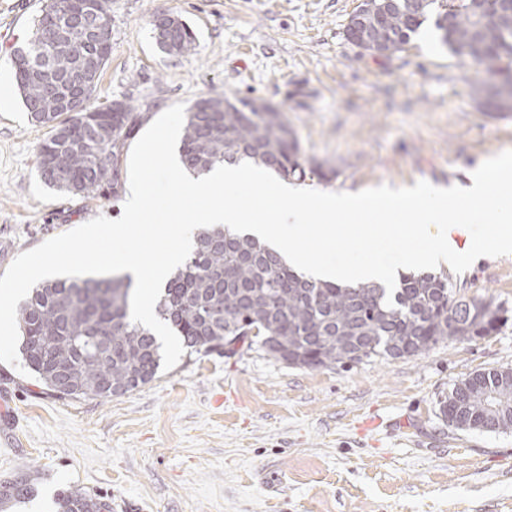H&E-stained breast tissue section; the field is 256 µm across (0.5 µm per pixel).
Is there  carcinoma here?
<instances>
[{
    "instance_id": "cac0c4a2",
    "label": "carcinoma",
    "mask_w": 512,
    "mask_h": 512,
    "mask_svg": "<svg viewBox=\"0 0 512 512\" xmlns=\"http://www.w3.org/2000/svg\"><path fill=\"white\" fill-rule=\"evenodd\" d=\"M371 0L384 10L377 24L346 29L359 45L368 37L406 45L429 18L441 41L469 58L482 78L476 88L501 77L512 83V0ZM72 0H48L34 21L31 38L15 47L14 77L24 107L49 128L37 146L41 181L73 195L117 184L120 155L141 115L123 101V111L91 104L111 53L93 69L87 56L93 34L73 23ZM197 36L179 20L171 34L174 56L195 51ZM82 95L84 111L64 100ZM183 169L199 176L224 163L250 162L288 179L315 174L311 160L290 138L282 113L263 104L255 112H206L194 103L185 116L179 148ZM133 292L126 276L71 277L33 287L18 313L19 352L25 367L60 398H111L113 388L131 392L155 379L160 344L150 329L131 318ZM374 283L333 284L295 272L274 249L225 228L198 229L188 259L166 281L156 314L192 353L224 350L227 336L277 339L299 366L309 368L418 356L449 339L488 336L509 321L508 309L488 296H457L445 274L399 275L393 304ZM218 309L220 318L202 315ZM80 392L60 389L61 371ZM439 415L459 431L512 430V367L478 371L456 382L439 401ZM35 493L23 473L0 483V505ZM57 512H112V499L79 490L57 498Z\"/></svg>"
}]
</instances>
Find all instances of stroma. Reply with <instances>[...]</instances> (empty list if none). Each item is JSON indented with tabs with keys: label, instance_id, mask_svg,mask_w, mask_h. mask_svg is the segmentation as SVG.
Instances as JSON below:
<instances>
[{
	"label": "stroma",
	"instance_id": "stroma-1",
	"mask_svg": "<svg viewBox=\"0 0 512 512\" xmlns=\"http://www.w3.org/2000/svg\"><path fill=\"white\" fill-rule=\"evenodd\" d=\"M47 0H0V80L13 78ZM358 0H112V54L94 105L130 102L141 128L200 97L261 99L283 113L321 167L306 187L355 193L424 180L466 184L512 149V113L476 97L478 73L426 21L403 51L376 57L345 26ZM165 12L195 30L194 53L154 45ZM48 129L22 101L0 112V276L22 252L103 215L119 218L128 181L72 195L45 186L36 151ZM459 295L512 310V256L454 275ZM512 367V320L492 336L414 358L309 369L257 338L183 354L170 371L109 399H61L0 362V482L30 473L37 495L6 512H55L64 490L112 499V512H512V430L454 431L438 401L476 371Z\"/></svg>",
	"mask_w": 512,
	"mask_h": 512
}]
</instances>
